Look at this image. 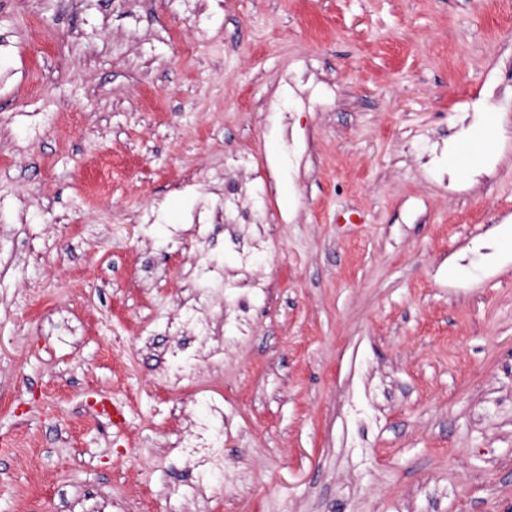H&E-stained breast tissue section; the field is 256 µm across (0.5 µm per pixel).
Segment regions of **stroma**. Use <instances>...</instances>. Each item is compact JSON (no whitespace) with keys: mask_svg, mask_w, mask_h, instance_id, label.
Wrapping results in <instances>:
<instances>
[{"mask_svg":"<svg viewBox=\"0 0 512 512\" xmlns=\"http://www.w3.org/2000/svg\"><path fill=\"white\" fill-rule=\"evenodd\" d=\"M0 35V512H512V0H0ZM192 288L224 354L180 385ZM499 125V116L496 112H488L481 126L475 129L469 140L463 145L462 152L467 149V166L474 165L482 161L488 155H491L499 148L496 130ZM450 164L456 168L460 174L468 168L457 163L456 159H451ZM203 303L199 297L195 296L193 303L185 307L179 318H167L165 327L169 330V333L172 332L173 336H180L167 348L166 354L169 356L170 361L180 358H192L195 360L202 358L198 351L190 350V347L182 341V336L188 330H197L201 335L206 334L209 327L208 321L206 318L200 317L197 310ZM206 420H199L195 431L180 442L182 454L193 460L202 472L224 469V401L210 399Z\"/></svg>","mask_w":512,"mask_h":512,"instance_id":"1","label":"stroma"}]
</instances>
